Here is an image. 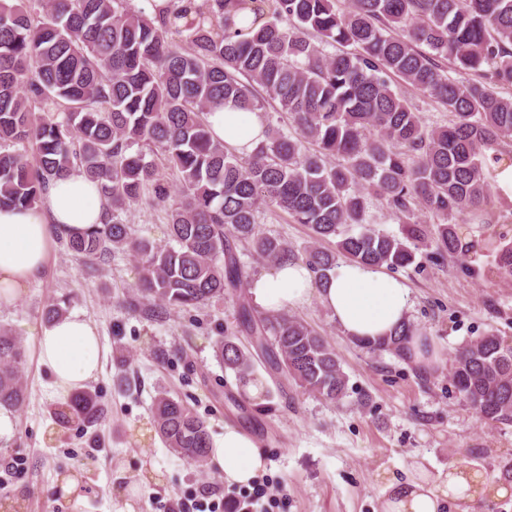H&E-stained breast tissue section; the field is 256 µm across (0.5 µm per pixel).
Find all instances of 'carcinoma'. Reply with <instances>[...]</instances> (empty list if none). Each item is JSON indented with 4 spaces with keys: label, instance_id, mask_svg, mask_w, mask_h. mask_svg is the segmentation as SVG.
Returning <instances> with one entry per match:
<instances>
[{
    "label": "carcinoma",
    "instance_id": "carcinoma-1",
    "mask_svg": "<svg viewBox=\"0 0 512 512\" xmlns=\"http://www.w3.org/2000/svg\"><path fill=\"white\" fill-rule=\"evenodd\" d=\"M148 13L133 0H0V207L42 202L52 183L79 170L98 183L107 220L68 235L88 269L125 251L140 262L141 299L191 310L236 298V330L216 356L240 384L261 366L334 401L348 378L335 349L310 324L262 314L236 252L247 243L269 262L298 259L288 242L259 233V212L280 209L311 232L305 263L322 287L347 258L390 269L415 260L427 229L415 210L443 217L437 249L455 255L448 217L482 216L491 202L486 151L512 138V0H165ZM250 19L235 26L238 15ZM339 46L334 54L327 46ZM468 78H448V67ZM427 93L451 120L429 129L390 85ZM233 102L257 112L269 102L294 132L266 131L241 157L214 138L205 115ZM63 113L59 118L56 113ZM159 148L180 175L170 194L147 151ZM386 200L406 220L405 239L347 224L366 221L367 199ZM169 203L178 247L138 237L119 212ZM334 239V248L323 243ZM512 278V242L492 248ZM415 335L404 323L370 352L403 355ZM25 348L0 327V409L19 411L28 393ZM451 380L484 420L512 425V343L495 333L455 354ZM104 413L95 394H73L60 419L91 427ZM153 424L171 452L202 466L212 448L206 422L165 392Z\"/></svg>",
    "mask_w": 512,
    "mask_h": 512
}]
</instances>
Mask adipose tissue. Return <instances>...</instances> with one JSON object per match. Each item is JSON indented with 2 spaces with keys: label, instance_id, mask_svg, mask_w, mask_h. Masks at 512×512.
Instances as JSON below:
<instances>
[{
  "label": "adipose tissue",
  "instance_id": "1",
  "mask_svg": "<svg viewBox=\"0 0 512 512\" xmlns=\"http://www.w3.org/2000/svg\"><path fill=\"white\" fill-rule=\"evenodd\" d=\"M215 138L240 154L252 153L265 139L259 113H240L233 104L216 106L207 115ZM105 200L97 182L72 172L57 180L45 199L27 208H0V302H15L42 272L54 235L84 231L102 224ZM249 288L265 312H282L319 295L344 333L354 340L388 336L406 322L412 307L405 281L379 268L355 262L338 265L329 282L316 288L309 266L293 260L252 276ZM40 359L53 376L57 393L68 394L93 379L99 370L100 337L95 324L79 314L56 319L38 332ZM212 459L230 484L251 483L265 461L256 443L238 428L225 427L215 442ZM512 489L484 473L467 468L449 470L432 481L417 479L396 487L385 512H469L480 495L504 497Z\"/></svg>",
  "mask_w": 512,
  "mask_h": 512
}]
</instances>
